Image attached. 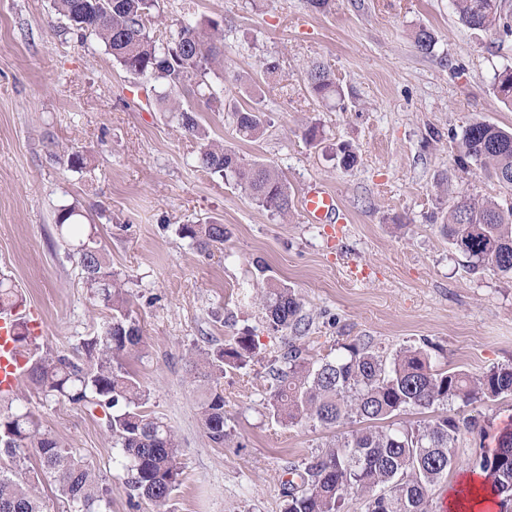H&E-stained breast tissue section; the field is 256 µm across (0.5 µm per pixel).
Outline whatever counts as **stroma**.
<instances>
[{"mask_svg": "<svg viewBox=\"0 0 512 512\" xmlns=\"http://www.w3.org/2000/svg\"><path fill=\"white\" fill-rule=\"evenodd\" d=\"M158 4L165 24L223 25V106L192 105L211 138L282 172L288 218L201 171L200 140L158 104L153 80L123 70L96 38L67 33L52 0H0V271L21 290L25 309L38 311L40 345L75 352L111 312L84 288L55 215L72 203L93 213L143 334L126 367L147 394V410L180 440L182 482L168 512H282L289 466L359 427L270 416V370L288 340L313 359L359 339L388 358L427 340L451 371L512 364V282L469 267L439 229L458 195L512 200V189L461 170L450 140L477 119L512 129V109L491 90L495 70L512 66V37L466 29L451 0H328L318 11L307 0ZM421 26L437 37L428 55L413 44ZM267 59L279 62L282 78L261 88L264 134L244 140L231 118L247 103L237 78L259 77ZM315 61L331 70L343 101L321 103L307 92ZM310 126L318 143L304 136ZM341 144L357 155L352 169L336 162ZM67 146L84 153L89 172L69 170ZM313 182L336 195L343 223L307 221L301 198ZM209 221L225 226L223 248L198 251L177 232ZM270 278L300 295L303 337L268 327L255 295ZM244 331L259 348L246 368L226 369L220 380L231 443L219 447L199 420L204 388L189 353ZM18 410L111 482L110 512H158L131 499L103 409L25 383L0 400L1 412ZM494 445L493 435L461 436L455 465L429 493L432 512H441L481 447ZM15 470L30 479L44 512H75L34 454Z\"/></svg>", "mask_w": 512, "mask_h": 512, "instance_id": "obj_1", "label": "stroma"}]
</instances>
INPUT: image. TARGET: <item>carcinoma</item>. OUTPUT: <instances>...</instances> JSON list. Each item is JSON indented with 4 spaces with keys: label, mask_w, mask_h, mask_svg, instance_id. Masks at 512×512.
I'll use <instances>...</instances> for the list:
<instances>
[{
    "label": "carcinoma",
    "mask_w": 512,
    "mask_h": 512,
    "mask_svg": "<svg viewBox=\"0 0 512 512\" xmlns=\"http://www.w3.org/2000/svg\"><path fill=\"white\" fill-rule=\"evenodd\" d=\"M458 21L470 30L512 34V5L508 0H452ZM157 0H53V8L69 29L84 39L95 36L113 60L127 72L153 79L163 86L160 100L177 113L179 125L190 134L200 133L195 111L182 98L201 96L215 101L207 77L224 75V27L210 22L205 28L181 24L169 31L155 30ZM417 51L427 55L435 35L427 27L414 34ZM308 93L319 101L340 94L336 79L320 64L311 65L304 79ZM493 94L512 108V68L495 73ZM261 97L233 112L237 134L256 139L265 130ZM457 164H476L496 181L512 187V131L476 120L453 134ZM198 167L240 187L255 203L273 214L286 216L291 209L286 179L272 166L248 161L223 143L209 141L197 157ZM76 205L57 210L55 224L70 239L87 291L112 310L101 333L81 342L82 356L43 351L32 341L25 322L17 323L16 342L27 360L24 379L46 394L73 405L108 409L106 427L113 447L126 461V484L131 496L145 498L158 507L170 500L181 484V453L177 436L162 419L145 410L140 383L122 362L142 341L132 318L122 285L112 273L105 249L93 229L82 222ZM450 249L474 267H486L512 279V205L503 206L476 195L462 194L441 225ZM179 233L200 251L224 246L222 224H183ZM260 301L266 322L274 331H297L305 322L304 304L295 289L269 283ZM19 305L17 289L0 277V312ZM257 349L254 336L245 331L224 346L197 350L193 367L199 381L208 385L201 403V420L211 442L222 447L230 441L224 414V390L218 385L227 367L247 366ZM270 415L277 421H312L335 426L366 421L343 442L325 449L300 468H288L299 483L289 481L284 512H342L346 497L364 498L365 512H429V489L456 463V444L467 432L484 433L473 416L452 413L446 406L512 395V366L493 368L473 376L464 370L437 367L423 348H406L386 362L365 342L341 346L334 358L312 361L302 349L288 343L273 375ZM440 407L423 425L393 428L378 426L410 409ZM38 456L42 469L73 503H86L91 512H107L112 484L103 479L73 449L42 431L29 412L0 413V457L14 462L27 450ZM474 468L488 476L491 491L505 508L512 501V428L495 438V448L481 450ZM0 512H42L29 484L13 470L0 466Z\"/></svg>",
    "instance_id": "1"
}]
</instances>
